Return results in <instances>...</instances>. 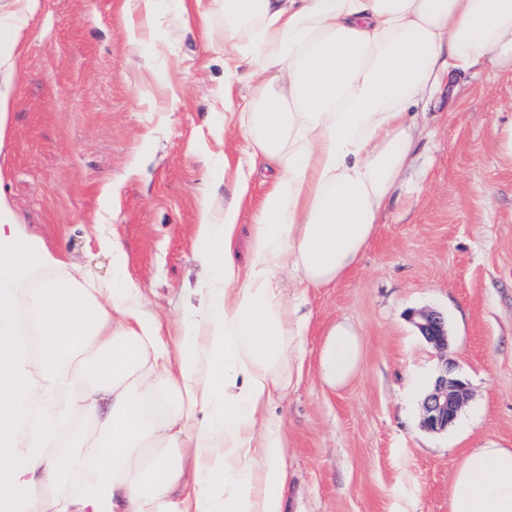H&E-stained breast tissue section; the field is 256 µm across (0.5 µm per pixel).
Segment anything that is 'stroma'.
Masks as SVG:
<instances>
[{
	"label": "stroma",
	"instance_id": "stroma-1",
	"mask_svg": "<svg viewBox=\"0 0 512 512\" xmlns=\"http://www.w3.org/2000/svg\"><path fill=\"white\" fill-rule=\"evenodd\" d=\"M156 0L151 26L123 0H41L8 81L0 191L20 219L70 261L112 279L103 224L126 253L128 277L161 323L205 275L193 252L205 208L231 188L205 178L214 154L244 141L225 126L224 20L195 0ZM417 144L358 263L336 286L308 289L300 385L270 413L288 436L293 476L283 512H448L454 474L479 447L512 448V73L484 66L414 115ZM448 321V351L419 335L412 313ZM364 341L356 376L320 381L328 327ZM470 388L443 432L421 425L441 360Z\"/></svg>",
	"mask_w": 512,
	"mask_h": 512
}]
</instances>
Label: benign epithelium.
Here are the masks:
<instances>
[{"label":"benign epithelium","instance_id":"7a95c632","mask_svg":"<svg viewBox=\"0 0 512 512\" xmlns=\"http://www.w3.org/2000/svg\"><path fill=\"white\" fill-rule=\"evenodd\" d=\"M420 336L437 351L448 350V325L434 311H422L413 317ZM468 399L467 383L442 359L433 389L422 404V426L429 431H443L451 426Z\"/></svg>","mask_w":512,"mask_h":512}]
</instances>
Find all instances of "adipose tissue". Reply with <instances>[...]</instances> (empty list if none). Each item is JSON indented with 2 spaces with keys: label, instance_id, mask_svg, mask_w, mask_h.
I'll list each match as a JSON object with an SVG mask.
<instances>
[{
  "label": "adipose tissue",
  "instance_id": "ef3b65f1",
  "mask_svg": "<svg viewBox=\"0 0 512 512\" xmlns=\"http://www.w3.org/2000/svg\"><path fill=\"white\" fill-rule=\"evenodd\" d=\"M224 18V108L247 158L195 235L207 277L176 345L126 277L66 261L0 194V512H282L288 438L269 416L302 379V292L329 288L370 243L416 146L408 119L459 73L512 71V0H213ZM0 23L13 71L39 0ZM246 85L241 110L233 93ZM272 185L235 259L258 171ZM299 293L285 295L284 277ZM363 341L346 322L318 347L321 381L346 385ZM449 512H512V448L472 449Z\"/></svg>",
  "mask_w": 512,
  "mask_h": 512
}]
</instances>
